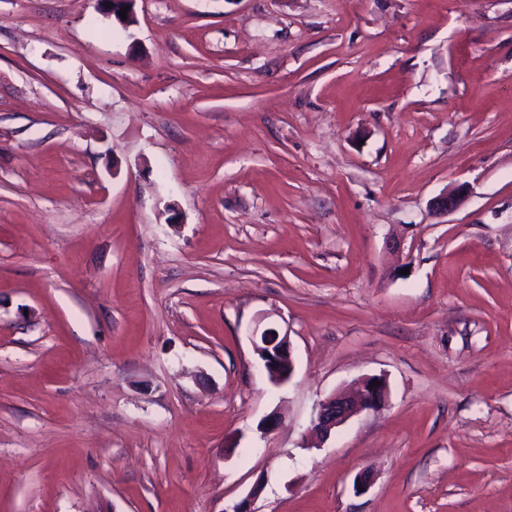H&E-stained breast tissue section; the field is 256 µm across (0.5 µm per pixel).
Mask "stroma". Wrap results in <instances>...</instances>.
Returning <instances> with one entry per match:
<instances>
[{
    "instance_id": "1",
    "label": "stroma",
    "mask_w": 512,
    "mask_h": 512,
    "mask_svg": "<svg viewBox=\"0 0 512 512\" xmlns=\"http://www.w3.org/2000/svg\"><path fill=\"white\" fill-rule=\"evenodd\" d=\"M134 15L0 0V512H512V0ZM266 319L264 315L256 319L250 341L270 383L281 387L290 382L295 372L292 347L287 331L264 323ZM373 380L379 386L370 388ZM388 398V385L384 376L372 375L361 379L354 392H338L320 401L310 419V430L322 439H328L332 430L361 411H377Z\"/></svg>"
}]
</instances>
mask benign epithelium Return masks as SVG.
I'll list each match as a JSON object with an SVG mask.
<instances>
[{
  "label": "benign epithelium",
  "mask_w": 512,
  "mask_h": 512,
  "mask_svg": "<svg viewBox=\"0 0 512 512\" xmlns=\"http://www.w3.org/2000/svg\"><path fill=\"white\" fill-rule=\"evenodd\" d=\"M135 0H97L98 8L102 14L114 18L121 25L127 27L134 22V12L131 6ZM130 7L126 19H121L119 11L123 7ZM462 189L446 192L439 196L435 202V209L446 213L457 207ZM266 317L260 316L250 334L254 352L260 359L268 380L276 387L290 382L295 372V362L288 332L265 323ZM379 385L370 387L372 381ZM388 398L387 381L382 375H372L361 379L356 389L351 392H338L320 401L314 409L310 419V430L321 438L326 439L332 430L342 425L351 416L361 411H377Z\"/></svg>",
  "instance_id": "obj_1"
}]
</instances>
